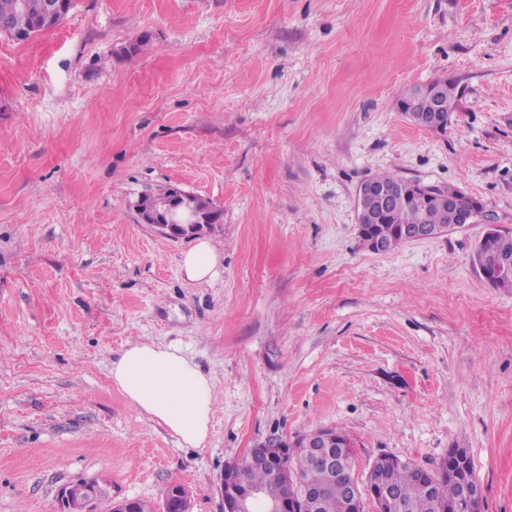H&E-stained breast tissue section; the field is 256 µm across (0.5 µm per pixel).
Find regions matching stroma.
<instances>
[{
  "instance_id": "obj_1",
  "label": "stroma",
  "mask_w": 512,
  "mask_h": 512,
  "mask_svg": "<svg viewBox=\"0 0 512 512\" xmlns=\"http://www.w3.org/2000/svg\"><path fill=\"white\" fill-rule=\"evenodd\" d=\"M74 2L0 35V512H57L87 478L224 512L226 463L319 427L361 478L466 449L482 512H512V289L473 265L487 224L512 230V0ZM438 78L458 84L440 134L399 109ZM384 172L488 220L369 250L356 194ZM169 184L221 212L210 281L129 206ZM144 340L212 378L204 447L113 386ZM162 512H190V496L180 484L170 485L162 502Z\"/></svg>"
}]
</instances>
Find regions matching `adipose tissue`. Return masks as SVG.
<instances>
[{"instance_id": "obj_1", "label": "adipose tissue", "mask_w": 512, "mask_h": 512, "mask_svg": "<svg viewBox=\"0 0 512 512\" xmlns=\"http://www.w3.org/2000/svg\"><path fill=\"white\" fill-rule=\"evenodd\" d=\"M220 262L208 239L183 253L187 280L213 278ZM113 385L127 401L175 434L183 443L205 445L213 414L214 383L178 348L152 341L128 346L112 364Z\"/></svg>"}]
</instances>
